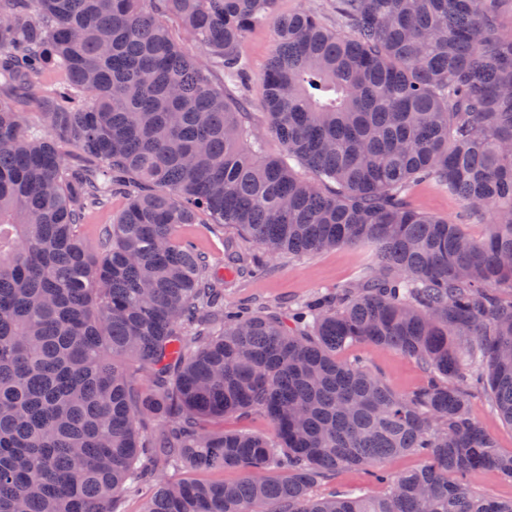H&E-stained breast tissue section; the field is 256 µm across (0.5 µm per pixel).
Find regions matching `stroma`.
<instances>
[{
    "mask_svg": "<svg viewBox=\"0 0 512 512\" xmlns=\"http://www.w3.org/2000/svg\"><path fill=\"white\" fill-rule=\"evenodd\" d=\"M275 44L276 36L271 25L255 27L242 45L247 77L231 88L234 96L247 100L253 122L259 128L263 127L265 120L262 74ZM411 202L420 211L465 225L472 235L479 236L485 231L483 223L470 217L454 195L435 183L417 186ZM185 233L207 253L213 268L219 272L224 269L225 252H241L249 247L248 241L235 228L211 224L203 214L199 215L197 223L186 226ZM375 262L374 251L367 245L343 246L310 258L285 254L268 257L259 275H225L224 300L228 303L266 302L285 310L316 291L356 283L359 276L374 268ZM340 357L345 361L365 360L384 384L397 393L413 391L425 381V372L417 361L391 350L351 345L341 351ZM469 402L474 416L494 438L497 447L502 452L512 453V425L500 418L492 400L478 392L471 394Z\"/></svg>",
    "mask_w": 512,
    "mask_h": 512,
    "instance_id": "stroma-1",
    "label": "stroma"
}]
</instances>
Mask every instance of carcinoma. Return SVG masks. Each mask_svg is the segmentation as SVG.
<instances>
[{"label": "carcinoma", "instance_id": "obj_1", "mask_svg": "<svg viewBox=\"0 0 512 512\" xmlns=\"http://www.w3.org/2000/svg\"><path fill=\"white\" fill-rule=\"evenodd\" d=\"M511 1L336 0L345 33L277 0H0V84L27 99L0 98V512H115L148 460L141 512H512L464 483L512 478V453L463 387L480 360L512 425ZM265 23L261 132L224 82ZM424 181L489 215L484 235L417 210ZM131 183L92 248L87 211ZM201 212L271 257L368 244L376 266L290 326L220 307L182 235ZM352 344L426 383L391 391L339 357ZM257 414L270 433L224 428ZM147 415L170 420L152 440ZM407 452L419 468L383 469ZM362 466L387 493L310 496ZM207 469L241 478L190 476Z\"/></svg>", "mask_w": 512, "mask_h": 512}]
</instances>
